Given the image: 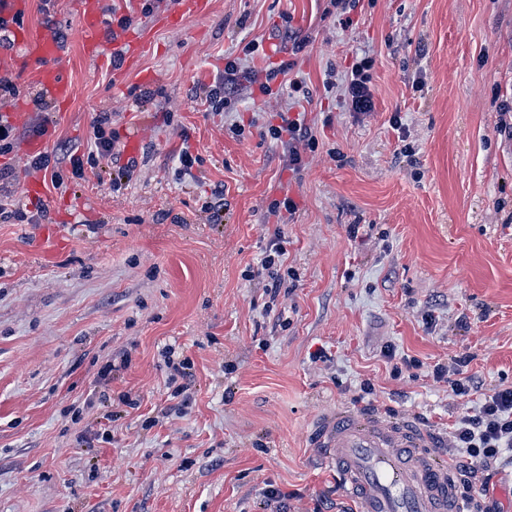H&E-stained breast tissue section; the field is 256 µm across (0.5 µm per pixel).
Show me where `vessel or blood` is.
Listing matches in <instances>:
<instances>
[{
  "label": "vessel or blood",
  "mask_w": 512,
  "mask_h": 512,
  "mask_svg": "<svg viewBox=\"0 0 512 512\" xmlns=\"http://www.w3.org/2000/svg\"><path fill=\"white\" fill-rule=\"evenodd\" d=\"M208 0H180L177 13L164 19L171 27L203 14ZM27 0H0L7 17L5 34L11 47L0 52V65L30 61L31 77L60 110H67L76 90L63 64L64 49L54 30L32 33L20 21ZM104 18L99 0H82L79 39L87 60L105 66ZM147 30H128L116 39L126 63H134L146 47ZM315 454L336 471L342 490L359 504V512H464L445 458L435 451L434 433L419 422L382 415L371 409L339 408L323 415L311 434Z\"/></svg>",
  "instance_id": "vessel-or-blood-1"
}]
</instances>
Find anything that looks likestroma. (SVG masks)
Here are the masks:
<instances>
[{"instance_id":"obj_1","label":"stroma","mask_w":512,"mask_h":512,"mask_svg":"<svg viewBox=\"0 0 512 512\" xmlns=\"http://www.w3.org/2000/svg\"><path fill=\"white\" fill-rule=\"evenodd\" d=\"M178 7L139 16L148 46L117 72L84 59L76 0H29L32 33L64 34L76 94L34 111L18 72L0 103L23 112L0 170L43 215L0 220V512H355L310 446L322 413L370 407L444 439L512 387V0H209L183 28L160 24ZM253 40L245 68L290 63L300 91L268 103L243 82L234 111H211L206 88ZM364 56L363 115L323 82ZM279 109L315 138L295 170L265 135ZM105 113L120 139L142 138L117 192L107 171L78 179L69 163ZM41 121L51 164L34 171ZM184 148L198 158L186 174ZM31 179L42 198L25 194ZM284 196L296 213L270 215ZM216 197L218 222L203 209ZM278 230L276 288L261 260ZM168 347L190 362L182 383ZM388 347L416 367L394 374ZM464 354L462 400L431 368ZM270 484L287 510L264 498Z\"/></svg>"}]
</instances>
